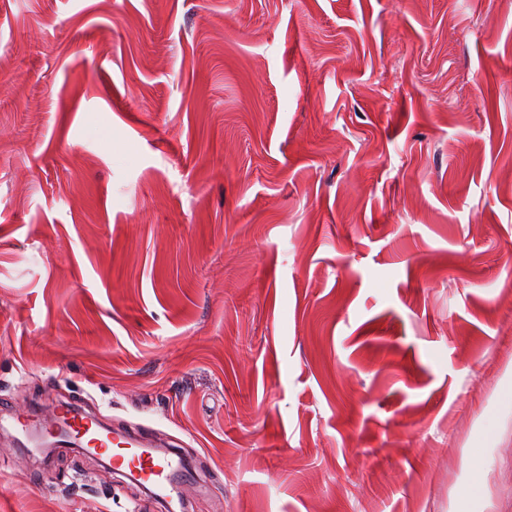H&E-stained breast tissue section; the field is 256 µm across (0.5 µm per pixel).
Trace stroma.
Listing matches in <instances>:
<instances>
[{"instance_id": "stroma-1", "label": "stroma", "mask_w": 512, "mask_h": 512, "mask_svg": "<svg viewBox=\"0 0 512 512\" xmlns=\"http://www.w3.org/2000/svg\"><path fill=\"white\" fill-rule=\"evenodd\" d=\"M512 0H0V417L164 438L185 512H512ZM0 427V512H167Z\"/></svg>"}]
</instances>
